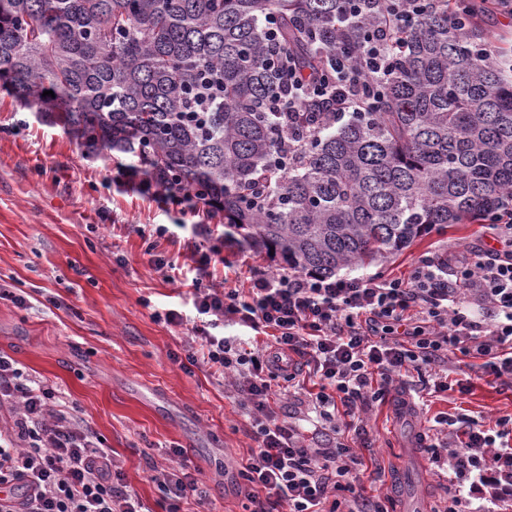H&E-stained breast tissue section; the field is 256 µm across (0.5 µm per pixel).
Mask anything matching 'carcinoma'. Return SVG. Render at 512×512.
<instances>
[{
	"label": "carcinoma",
	"instance_id": "1",
	"mask_svg": "<svg viewBox=\"0 0 512 512\" xmlns=\"http://www.w3.org/2000/svg\"><path fill=\"white\" fill-rule=\"evenodd\" d=\"M0 0V88L88 155L129 154L161 189L224 212L243 242L330 276L409 247L435 226L512 205V69L483 61L477 24L448 31V0L412 28L376 0ZM274 13L279 41L265 22ZM400 43L384 98L343 121L316 104L294 137L278 49L316 73L364 33ZM54 96H43L45 91Z\"/></svg>",
	"mask_w": 512,
	"mask_h": 512
}]
</instances>
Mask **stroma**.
Here are the masks:
<instances>
[{
  "instance_id": "35a3bbf8",
  "label": "stroma",
  "mask_w": 512,
  "mask_h": 512,
  "mask_svg": "<svg viewBox=\"0 0 512 512\" xmlns=\"http://www.w3.org/2000/svg\"><path fill=\"white\" fill-rule=\"evenodd\" d=\"M113 154L89 159L62 127L43 122L0 89V352L76 405L112 452L124 483L143 512H165L152 464L168 465L172 449L201 480L208 512H247L239 475L253 448L251 419L224 381L174 363L193 331L188 286L174 281L195 250L211 257L204 285L247 292L256 270H278L267 254L233 235L217 213L206 233L192 234L181 205L117 188L121 166ZM163 225L165 237L154 229ZM483 224L437 226L382 262L339 270V277L408 279L424 258L483 245ZM166 267L150 264L151 252ZM168 309L187 314L180 325L161 320ZM446 413L482 422L512 416V386L473 379L468 392L448 391L413 415L394 402L373 403L365 431L338 418V438L362 455L371 478L367 494L388 512L425 499L439 506L454 473L430 471L415 448L430 417Z\"/></svg>"
}]
</instances>
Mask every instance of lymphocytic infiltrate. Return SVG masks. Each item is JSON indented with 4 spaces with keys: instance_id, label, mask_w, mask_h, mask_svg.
Masks as SVG:
<instances>
[{
    "instance_id": "obj_1",
    "label": "lymphocytic infiltrate",
    "mask_w": 512,
    "mask_h": 512,
    "mask_svg": "<svg viewBox=\"0 0 512 512\" xmlns=\"http://www.w3.org/2000/svg\"><path fill=\"white\" fill-rule=\"evenodd\" d=\"M394 47L377 29L360 61L337 55L336 65L314 75L280 58L288 98L277 103L282 121L295 123L300 105L328 104L337 118L371 111L382 94ZM123 186L160 203L183 197L192 213L209 211L202 197L162 190L132 166ZM491 243L456 265L427 259L408 280L354 277L330 280L298 271H256L247 294L194 286L195 336L185 349L192 366L210 375H231L232 388L253 420L255 448L240 469L252 512H384L366 496L361 459L337 439V411L356 417L389 398L415 410L405 378L427 371L438 392L466 391L449 382L445 366L460 356L480 360L483 373L512 384V208L489 226ZM231 322L270 334L274 352L262 357L241 339L217 335ZM317 380L302 401L316 421L310 437L281 419L274 408L277 376L295 381L300 372ZM55 391L33 380L0 355V512H139L140 503L113 468L112 456L78 409L52 407ZM426 460L448 467L471 489L488 488L491 499L512 489V417L494 424L447 416L434 418ZM168 512L194 501L204 506L199 480L186 466L156 469L153 477Z\"/></svg>"
}]
</instances>
